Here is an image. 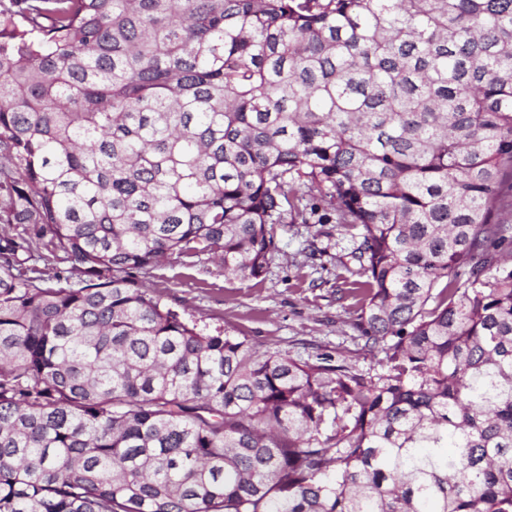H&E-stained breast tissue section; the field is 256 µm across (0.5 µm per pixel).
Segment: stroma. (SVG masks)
<instances>
[{"label":"stroma","instance_id":"obj_1","mask_svg":"<svg viewBox=\"0 0 512 512\" xmlns=\"http://www.w3.org/2000/svg\"><path fill=\"white\" fill-rule=\"evenodd\" d=\"M275 247L259 279L225 274L210 259L188 266L177 259L147 275L157 296L206 333L246 340L262 353L294 359L320 356L331 364L378 370L354 328L357 307L346 279L359 245L327 203L312 200L304 217L274 227Z\"/></svg>","mask_w":512,"mask_h":512}]
</instances>
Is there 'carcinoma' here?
<instances>
[{
	"mask_svg": "<svg viewBox=\"0 0 512 512\" xmlns=\"http://www.w3.org/2000/svg\"><path fill=\"white\" fill-rule=\"evenodd\" d=\"M512 0H0V512H512ZM381 370L205 334L312 192Z\"/></svg>",
	"mask_w": 512,
	"mask_h": 512,
	"instance_id": "carcinoma-1",
	"label": "carcinoma"
}]
</instances>
